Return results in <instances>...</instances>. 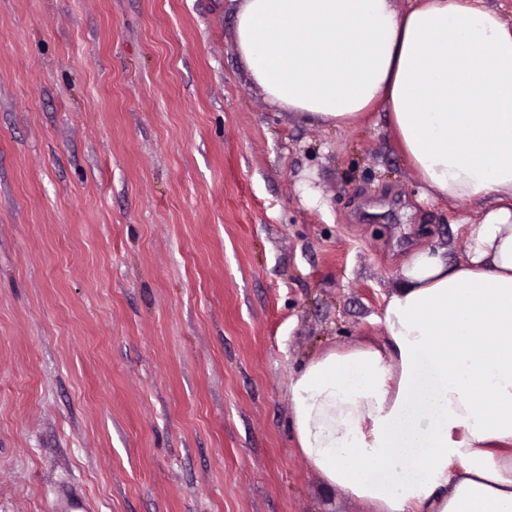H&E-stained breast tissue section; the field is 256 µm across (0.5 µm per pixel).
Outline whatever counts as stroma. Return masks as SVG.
<instances>
[{"label": "stroma", "mask_w": 512, "mask_h": 512, "mask_svg": "<svg viewBox=\"0 0 512 512\" xmlns=\"http://www.w3.org/2000/svg\"><path fill=\"white\" fill-rule=\"evenodd\" d=\"M235 10L0 0V512H367L289 379L482 210L421 199L385 112L269 106Z\"/></svg>", "instance_id": "1"}]
</instances>
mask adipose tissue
<instances>
[{"instance_id": "adipose-tissue-1", "label": "adipose tissue", "mask_w": 512, "mask_h": 512, "mask_svg": "<svg viewBox=\"0 0 512 512\" xmlns=\"http://www.w3.org/2000/svg\"><path fill=\"white\" fill-rule=\"evenodd\" d=\"M267 100L341 128L382 107L427 195L482 206L462 259L404 262L384 338L288 383L300 454L373 512H512V16L485 0H239Z\"/></svg>"}]
</instances>
